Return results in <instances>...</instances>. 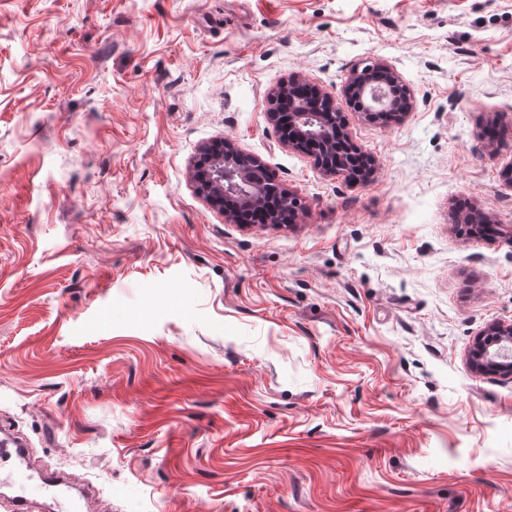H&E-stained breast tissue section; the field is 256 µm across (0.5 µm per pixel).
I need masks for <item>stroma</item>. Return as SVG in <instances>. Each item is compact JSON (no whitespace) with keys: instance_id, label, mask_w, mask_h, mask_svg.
I'll use <instances>...</instances> for the list:
<instances>
[{"instance_id":"1","label":"stroma","mask_w":512,"mask_h":512,"mask_svg":"<svg viewBox=\"0 0 512 512\" xmlns=\"http://www.w3.org/2000/svg\"><path fill=\"white\" fill-rule=\"evenodd\" d=\"M368 180L269 123L291 78L346 101ZM234 140L305 206L228 224L191 179ZM469 206L499 233L466 234ZM110 320L93 329L101 311ZM512 0H0V432L70 512H512ZM403 92V112L411 108L410 92L403 84L399 74L387 64L375 62L353 69L348 78L346 95L356 112H364L372 119L402 104L400 93ZM507 349L508 354H503ZM512 323L496 322L477 336L470 356L472 369L480 374L512 375Z\"/></svg>"}]
</instances>
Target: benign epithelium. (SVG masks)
Here are the masks:
<instances>
[{"label": "benign epithelium", "mask_w": 512, "mask_h": 512, "mask_svg": "<svg viewBox=\"0 0 512 512\" xmlns=\"http://www.w3.org/2000/svg\"><path fill=\"white\" fill-rule=\"evenodd\" d=\"M346 95L352 108L373 119L392 108H411L410 92L399 74L390 66L375 62L353 69ZM268 120L281 126L279 105L287 108L292 135L284 138L288 148L313 154L328 176L351 177L353 162L371 155L356 146L346 128L342 108L332 96L303 81L281 83L270 92ZM263 160L242 150L234 141L221 138L199 147L192 164V180L210 205L224 211L225 222L235 223L232 212L224 209V200L234 199L250 205L270 200L275 205L267 213L266 223L282 225L280 212H297L298 197L281 185L264 180ZM472 369L480 374L495 372L512 375V323L496 322L477 336L470 356Z\"/></svg>", "instance_id": "7a95c632"}]
</instances>
